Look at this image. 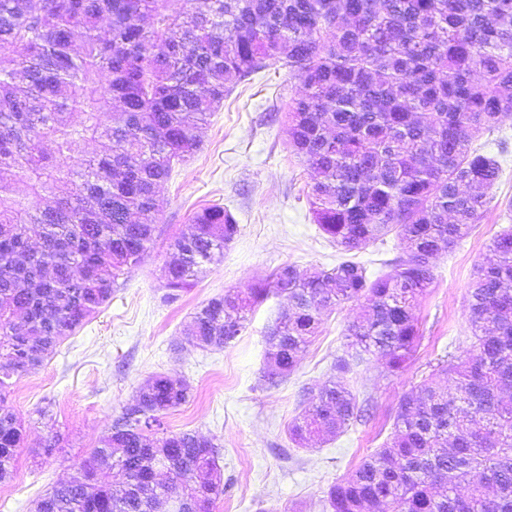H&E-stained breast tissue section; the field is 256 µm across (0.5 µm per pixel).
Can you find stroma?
<instances>
[{"label":"stroma","mask_w":512,"mask_h":512,"mask_svg":"<svg viewBox=\"0 0 512 512\" xmlns=\"http://www.w3.org/2000/svg\"><path fill=\"white\" fill-rule=\"evenodd\" d=\"M301 88L287 69L271 64L225 97L200 133L199 150L159 188L164 212L148 257L121 276L110 303L58 344L40 368L13 378L6 401L26 433L13 478L0 484V512H32L46 490L77 476L113 419L157 373L192 389L188 402L164 415L167 431L192 430L220 446L224 496L214 512H323L328 487L388 438L400 396L433 374L439 360L463 355L474 268L492 259L494 236L512 226V120L479 139L501 166L493 200L477 228L435 259V281L414 311L421 339L400 372L388 373L382 359L370 354L350 373L336 375L333 364L347 349V328L362 312L358 302L325 312L293 373L274 385L262 377L265 332L287 310L286 297L270 296L226 348L186 342L192 317L207 300L253 287L285 265L312 274L342 258L313 222L311 171L289 145L285 113ZM214 205L234 215L237 236L223 261L180 300L163 302L171 239L189 234L193 213ZM335 377L358 399L371 400L372 417L334 437L293 443L289 422ZM41 408L48 416H38ZM55 436L58 448L45 454Z\"/></svg>","instance_id":"obj_1"}]
</instances>
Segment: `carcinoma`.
<instances>
[{"instance_id": "cac0c4a2", "label": "carcinoma", "mask_w": 512, "mask_h": 512, "mask_svg": "<svg viewBox=\"0 0 512 512\" xmlns=\"http://www.w3.org/2000/svg\"><path fill=\"white\" fill-rule=\"evenodd\" d=\"M104 16L108 39L96 34ZM157 44L165 51L151 53ZM269 61L304 88L288 125L313 173L314 223L346 255L390 234L402 252L373 280L351 258L313 276L281 267L203 304L190 341L227 347L269 295L288 297L266 331L264 380L275 384L294 371L321 313L356 301L364 314L348 328V348L381 356L391 374L405 367L433 259L472 232L500 177L498 160L473 143L512 118V0H0L1 484L23 443L6 405L11 379L41 367L149 255L159 186L200 148L224 97ZM86 140L109 142V152L69 168L66 154ZM22 179L31 195L17 199ZM191 221L193 232L171 243L165 303L220 262L238 233L220 206ZM32 225L42 229L36 247ZM491 248L495 261L476 266L469 289L470 349L440 366L455 389L429 377L402 395L388 439L328 488V512H512V228ZM190 397L186 382L152 376L78 476L34 512H154L162 499L213 512L224 497L219 445L167 434L161 421ZM367 412L329 380L288 435L298 445L334 436ZM167 463L181 484L146 481Z\"/></svg>"}]
</instances>
